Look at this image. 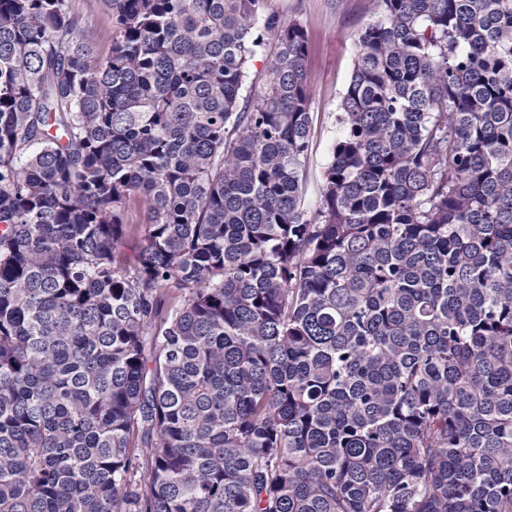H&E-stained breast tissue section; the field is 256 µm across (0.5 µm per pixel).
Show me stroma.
Instances as JSON below:
<instances>
[{
  "label": "stroma",
  "mask_w": 512,
  "mask_h": 512,
  "mask_svg": "<svg viewBox=\"0 0 512 512\" xmlns=\"http://www.w3.org/2000/svg\"><path fill=\"white\" fill-rule=\"evenodd\" d=\"M269 11L295 20L309 39L307 80L311 90L312 156L308 178L317 181L339 132L336 117L351 76L359 31L376 13L373 0H268Z\"/></svg>",
  "instance_id": "35a3bbf8"
}]
</instances>
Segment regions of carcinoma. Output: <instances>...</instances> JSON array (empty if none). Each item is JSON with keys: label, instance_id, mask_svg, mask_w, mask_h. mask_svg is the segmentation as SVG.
I'll return each mask as SVG.
<instances>
[{"label": "carcinoma", "instance_id": "obj_1", "mask_svg": "<svg viewBox=\"0 0 512 512\" xmlns=\"http://www.w3.org/2000/svg\"><path fill=\"white\" fill-rule=\"evenodd\" d=\"M79 2L0 0V512H512V0H375L313 204L300 23ZM270 48L259 51L250 61L247 68V77L240 90V103L254 97L262 88L270 59Z\"/></svg>", "mask_w": 512, "mask_h": 512}]
</instances>
